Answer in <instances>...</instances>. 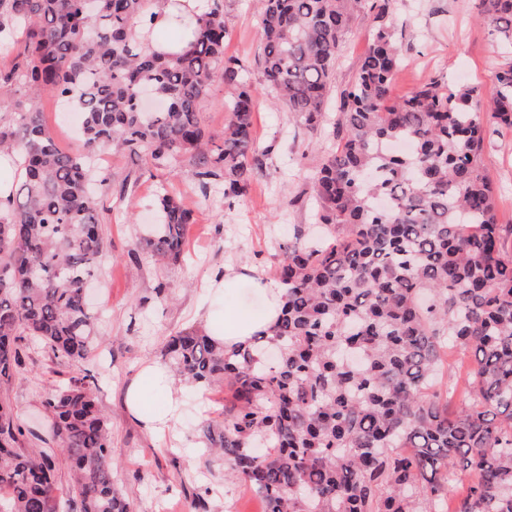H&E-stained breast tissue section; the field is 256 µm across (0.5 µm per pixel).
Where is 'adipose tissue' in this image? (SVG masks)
I'll use <instances>...</instances> for the list:
<instances>
[{
	"mask_svg": "<svg viewBox=\"0 0 512 512\" xmlns=\"http://www.w3.org/2000/svg\"><path fill=\"white\" fill-rule=\"evenodd\" d=\"M252 286L264 297L260 310L243 303L225 306L221 315L204 312L206 332L225 347L247 342L256 333L269 332L275 325L282 306L281 288L260 275H253ZM171 372L159 362L146 364L127 389V407L157 432H165L177 421L180 402L171 388Z\"/></svg>",
	"mask_w": 512,
	"mask_h": 512,
	"instance_id": "adipose-tissue-1",
	"label": "adipose tissue"
}]
</instances>
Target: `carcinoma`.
<instances>
[{"mask_svg": "<svg viewBox=\"0 0 512 512\" xmlns=\"http://www.w3.org/2000/svg\"><path fill=\"white\" fill-rule=\"evenodd\" d=\"M224 2L169 22L184 46L165 54L149 47L154 0H0V41L24 44L0 70L15 89L0 99V151L19 169L0 198V483L13 490L0 512H60L57 449L79 512H129L84 368L96 324L84 284L104 249L87 157L118 146L169 172L185 159L201 192L218 185L232 203L263 167L260 89L336 141L313 178L323 234L298 226L277 243L284 306L272 335L232 350L196 328L168 336L175 379L231 393L195 434L264 512H512V249L483 168L487 126L512 128V0H480L504 57L484 110L476 89L444 76L390 98L402 62L394 0H256L259 87L224 53ZM361 9L373 38L331 118L337 54ZM217 82L228 117L212 149L200 108ZM47 95L78 114L80 147L58 145ZM192 220L158 192L155 261L180 260ZM25 340L74 368L42 401L54 449L21 447L9 388ZM450 346L473 354L459 405L432 391Z\"/></svg>", "mask_w": 512, "mask_h": 512, "instance_id": "carcinoma-1", "label": "carcinoma"}]
</instances>
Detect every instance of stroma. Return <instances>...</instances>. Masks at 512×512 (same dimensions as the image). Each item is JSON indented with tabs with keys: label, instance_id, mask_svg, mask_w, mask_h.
Here are the masks:
<instances>
[{
	"label": "stroma",
	"instance_id": "stroma-1",
	"mask_svg": "<svg viewBox=\"0 0 512 512\" xmlns=\"http://www.w3.org/2000/svg\"><path fill=\"white\" fill-rule=\"evenodd\" d=\"M479 10V0H398L396 20L405 35L392 98H402L441 74L449 82L477 88L481 97L492 93L502 57L491 46ZM226 17L228 53L252 67L261 44L252 0H226ZM372 34L371 13L357 12L337 55L336 89L355 77ZM254 134L268 152L267 164L249 193L231 205L216 192L202 196L186 164L172 173L154 174L144 159L112 146L94 162L106 177L97 188L104 251L91 293L99 340L85 366L95 377L100 405L110 417L113 480L130 512L263 509L253 492L225 482L223 460L189 443L193 424L222 411L223 390L199 394L176 383L181 413L162 434L150 430L125 403L126 389L139 370L160 360L167 336L200 325L201 307L213 301L205 284L215 273L243 266L272 278L275 240L293 226L314 221L311 178L333 142L308 149L309 132L264 93L256 100ZM484 165L495 188L499 219L512 225V129L490 130ZM163 187L172 189L194 218L180 261L167 266L156 264L140 242L154 219L153 199ZM160 282L166 284L170 302L155 300L154 288ZM71 375V367L47 349H24L10 401L26 430L46 432L41 402Z\"/></svg>",
	"mask_w": 512,
	"mask_h": 512
}]
</instances>
